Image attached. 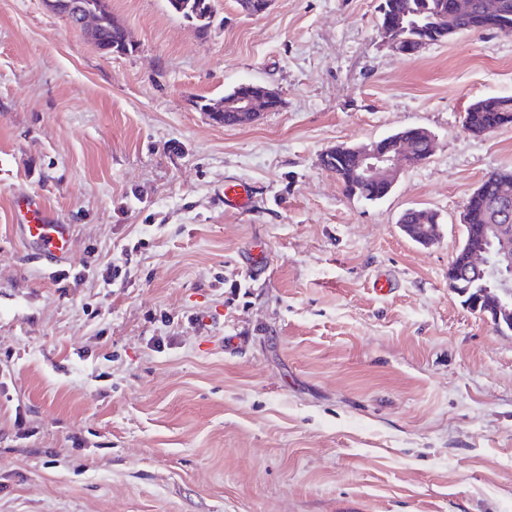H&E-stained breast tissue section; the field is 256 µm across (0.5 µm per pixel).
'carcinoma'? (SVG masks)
I'll list each match as a JSON object with an SVG mask.
<instances>
[{
    "label": "carcinoma",
    "mask_w": 512,
    "mask_h": 512,
    "mask_svg": "<svg viewBox=\"0 0 512 512\" xmlns=\"http://www.w3.org/2000/svg\"><path fill=\"white\" fill-rule=\"evenodd\" d=\"M170 11L207 33L214 21V0H167ZM385 14L396 16L409 14L420 26L416 36L425 37L432 43L449 39L448 30L454 34L478 31L467 15H462L448 23V0H383ZM95 45L113 53L118 50L128 53L134 50L123 26L116 23L112 15L103 16L96 28ZM468 126L484 130H497L512 124V97H489L479 99L465 113ZM322 166L330 170L348 196L362 195L361 190L348 181L350 160L332 158L322 161ZM512 198V168H497L487 174L481 184L467 199V206L474 213L478 224L497 223L496 203ZM436 214L416 209L406 212L401 219L403 224H431Z\"/></svg>",
    "instance_id": "carcinoma-1"
}]
</instances>
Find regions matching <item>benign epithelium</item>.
Here are the masks:
<instances>
[{
  "label": "benign epithelium",
  "instance_id": "obj_1",
  "mask_svg": "<svg viewBox=\"0 0 512 512\" xmlns=\"http://www.w3.org/2000/svg\"><path fill=\"white\" fill-rule=\"evenodd\" d=\"M46 2L52 10L66 17L70 12H75V25L85 29L87 34H93L95 21L84 11L83 5L71 4L69 0ZM380 28L390 38L391 47L401 55H415L427 46L428 40L425 38L412 41L401 37V25L390 20L381 23ZM278 101L280 96L276 90L261 86L255 91L236 95L222 110L237 113V118L247 123L261 112L276 111L272 103ZM433 140V135L427 129L417 127L409 138L399 135L360 146L341 144L325 151L323 157L351 155L356 183L373 185L379 188V195L385 197L392 191L400 174L416 166L412 161L415 143L426 146L425 157L428 158L432 153ZM473 272L483 280L480 294L492 297L488 304L494 309L496 318L508 315V300L512 299V238L502 234L501 225H475L464 247V259L459 261L454 258L448 266V273L452 277H468Z\"/></svg>",
  "mask_w": 512,
  "mask_h": 512
}]
</instances>
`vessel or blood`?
<instances>
[{
    "label": "vessel or blood",
    "mask_w": 512,
    "mask_h": 512,
    "mask_svg": "<svg viewBox=\"0 0 512 512\" xmlns=\"http://www.w3.org/2000/svg\"><path fill=\"white\" fill-rule=\"evenodd\" d=\"M253 201L254 194L250 184L238 180L225 183V210L241 212L250 208ZM14 206L23 216L17 226L21 241L32 247L48 264L65 263L73 251L70 225L59 223L40 202L31 197H17Z\"/></svg>",
    "instance_id": "b4317fda"
}]
</instances>
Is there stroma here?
<instances>
[{"label": "stroma", "mask_w": 512, "mask_h": 512, "mask_svg": "<svg viewBox=\"0 0 512 512\" xmlns=\"http://www.w3.org/2000/svg\"><path fill=\"white\" fill-rule=\"evenodd\" d=\"M380 2L215 0L204 37L166 0H110L135 49L105 55L0 0V512H512V332L448 286L468 196L512 167V124L462 127L512 96V37L404 57ZM246 82L279 111L201 112ZM411 126L434 153L381 200L321 166ZM228 179L252 209L225 211ZM22 194L71 226L66 280L25 251ZM411 208L438 214L432 245ZM469 127L494 130L512 124V97H489L479 99L465 113Z\"/></svg>", "instance_id": "35a3bbf8"}]
</instances>
